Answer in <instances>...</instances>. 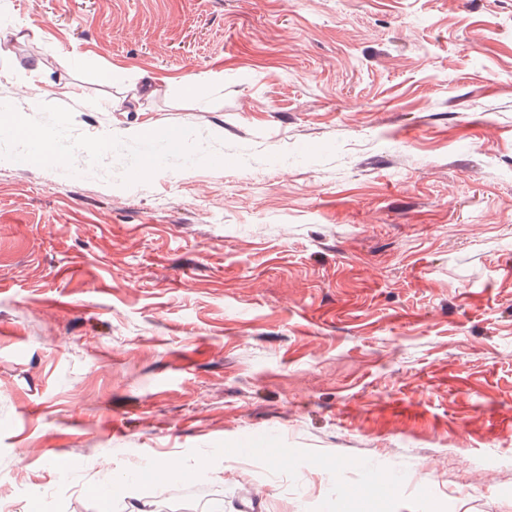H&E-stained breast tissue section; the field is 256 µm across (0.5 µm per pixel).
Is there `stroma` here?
<instances>
[{
  "mask_svg": "<svg viewBox=\"0 0 512 512\" xmlns=\"http://www.w3.org/2000/svg\"><path fill=\"white\" fill-rule=\"evenodd\" d=\"M0 105L10 512H512V0H0ZM0 112L7 116V120L2 122L0 120V138H7L21 143L30 149L33 145L40 147L39 152L36 154L38 160L45 156H52L60 163L61 157L55 147L54 143L37 129L27 127L15 121L7 108H0ZM19 134H23L25 138H20Z\"/></svg>",
  "mask_w": 512,
  "mask_h": 512,
  "instance_id": "stroma-1",
  "label": "stroma"
}]
</instances>
